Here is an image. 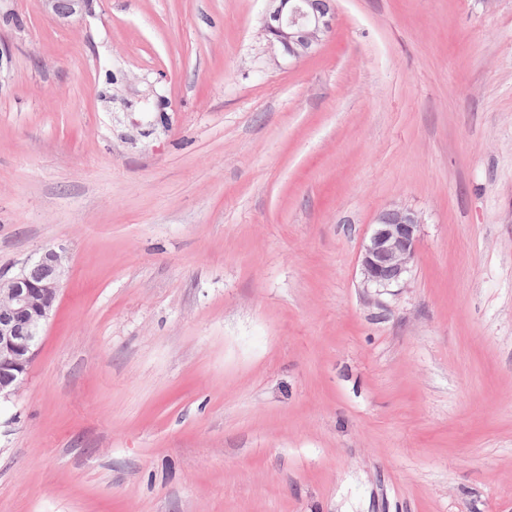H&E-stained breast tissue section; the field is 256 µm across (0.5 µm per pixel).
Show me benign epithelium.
<instances>
[{"instance_id": "1", "label": "benign epithelium", "mask_w": 512, "mask_h": 512, "mask_svg": "<svg viewBox=\"0 0 512 512\" xmlns=\"http://www.w3.org/2000/svg\"><path fill=\"white\" fill-rule=\"evenodd\" d=\"M46 16L66 19L89 0H41ZM262 31L292 59L313 53L334 26V0H267ZM423 218L398 203L382 210L360 252L363 285L383 292L404 286L417 256ZM66 251L49 247L15 276L0 281V399L15 394L35 356L42 327L55 310L65 272Z\"/></svg>"}]
</instances>
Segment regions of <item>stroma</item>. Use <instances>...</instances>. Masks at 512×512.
I'll use <instances>...</instances> for the list:
<instances>
[{
    "label": "stroma",
    "instance_id": "35a3bbf8",
    "mask_svg": "<svg viewBox=\"0 0 512 512\" xmlns=\"http://www.w3.org/2000/svg\"><path fill=\"white\" fill-rule=\"evenodd\" d=\"M266 7L0 0V277L68 250L0 512H512V0ZM49 19H66L83 11L90 0H40ZM262 31L284 56L302 59L313 53L334 26V0H266ZM423 218L398 203L382 210L360 252L363 285L376 292L404 286L417 256Z\"/></svg>",
    "mask_w": 512,
    "mask_h": 512
}]
</instances>
